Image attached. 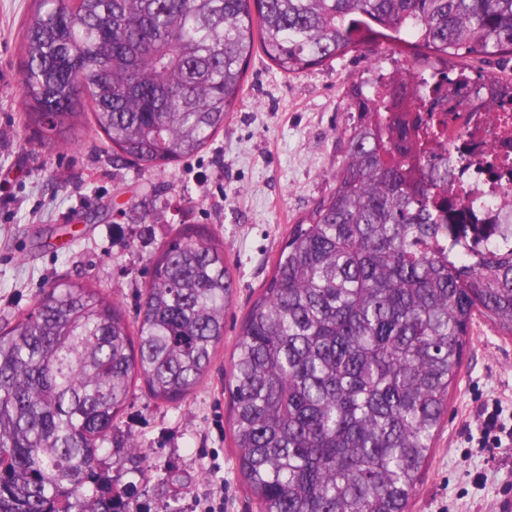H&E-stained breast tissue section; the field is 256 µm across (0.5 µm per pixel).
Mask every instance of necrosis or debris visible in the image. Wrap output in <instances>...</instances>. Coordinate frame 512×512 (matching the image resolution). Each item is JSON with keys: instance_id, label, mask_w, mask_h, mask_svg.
I'll list each match as a JSON object with an SVG mask.
<instances>
[{"instance_id": "4bbe7bcc", "label": "necrosis or debris", "mask_w": 512, "mask_h": 512, "mask_svg": "<svg viewBox=\"0 0 512 512\" xmlns=\"http://www.w3.org/2000/svg\"><path fill=\"white\" fill-rule=\"evenodd\" d=\"M424 110L407 113L405 144L434 132L451 144L448 238L476 254L503 242L512 225V95L487 107L468 69L436 75Z\"/></svg>"}]
</instances>
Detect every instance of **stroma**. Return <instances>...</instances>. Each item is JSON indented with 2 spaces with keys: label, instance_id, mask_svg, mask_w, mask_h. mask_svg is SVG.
Segmentation results:
<instances>
[{
  "label": "stroma",
  "instance_id": "obj_1",
  "mask_svg": "<svg viewBox=\"0 0 512 512\" xmlns=\"http://www.w3.org/2000/svg\"><path fill=\"white\" fill-rule=\"evenodd\" d=\"M32 7L0 0V325L66 278L93 282L135 315L162 246L182 225L210 227L235 275L224 345L184 401L161 404L135 390L105 446L119 455L135 436L141 463L118 472L107 462L101 472L129 486L135 512H194L212 492L227 512H258L236 476L228 424L224 373L236 336L293 224L336 183L357 117L348 86L383 77L410 51L384 40L293 76L254 52L223 130L196 157L145 169L104 151L93 120L70 145H43L27 127L20 56ZM503 394L512 395V339L474 321L410 512H498L512 501V451L467 456L462 434L477 404Z\"/></svg>",
  "mask_w": 512,
  "mask_h": 512
}]
</instances>
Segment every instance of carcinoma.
Returning a JSON list of instances; mask_svg holds the SVG:
<instances>
[{"mask_svg":"<svg viewBox=\"0 0 512 512\" xmlns=\"http://www.w3.org/2000/svg\"><path fill=\"white\" fill-rule=\"evenodd\" d=\"M22 32L27 124L76 142L80 118L119 159L162 168L224 126L262 51L298 74L382 39L426 71L512 55V0H34ZM384 92L358 112L331 194L294 225L230 359L235 471L259 512H408L479 316L512 338V249L440 244L448 159L389 135ZM235 278L224 241L186 224L152 260L139 316L89 280L51 284L0 327V512H129L100 480L137 382L176 404L224 344Z\"/></svg>","mask_w":512,"mask_h":512,"instance_id":"1","label":"carcinoma"}]
</instances>
